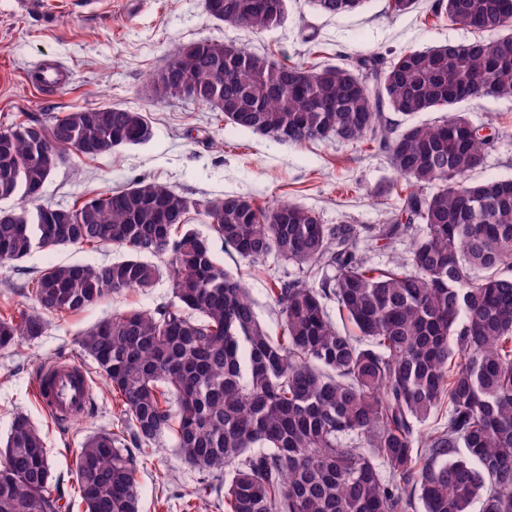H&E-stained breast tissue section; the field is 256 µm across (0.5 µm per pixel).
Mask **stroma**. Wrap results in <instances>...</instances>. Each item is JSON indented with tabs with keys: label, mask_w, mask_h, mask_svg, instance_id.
Returning <instances> with one entry per match:
<instances>
[{
	"label": "stroma",
	"mask_w": 512,
	"mask_h": 512,
	"mask_svg": "<svg viewBox=\"0 0 512 512\" xmlns=\"http://www.w3.org/2000/svg\"><path fill=\"white\" fill-rule=\"evenodd\" d=\"M432 0L394 16L386 0H368L353 14L318 12L310 0H287L281 26L265 31L233 28L210 17L203 0H0V124L42 119L75 107L112 104L137 109L153 127L152 139L119 147L95 159L70 154L45 186L43 202L69 206L145 177L194 200L228 195L253 198L262 207L292 202L313 209L326 224L376 225L398 202L387 155L369 141L284 144L228 125L221 113L192 101L158 102L148 92L150 74L169 60L178 43L219 39L273 56L285 65L354 62L377 55L390 63L408 49L448 43L492 42L493 34L433 15ZM45 59L70 70L68 84L43 94L27 77ZM468 118L499 134L474 179L512 176V98H485L465 105ZM214 253L246 285L259 322L270 336L281 332L261 264L242 260L221 241ZM121 249H38L0 271V311L25 306L19 286L53 265L100 264L123 257ZM168 278L149 291L112 296L76 315H50L44 336L18 349L0 350V438L15 415L41 431L60 480L62 512H83L74 476L84 439L102 428L120 432L122 421L104 379L81 355V331L113 314L154 309L170 301ZM70 360L89 372L92 402L79 422L54 423L42 406L37 377L43 367ZM140 512H224V479L181 462L171 437L135 453ZM211 484L212 494L201 491Z\"/></svg>",
	"instance_id": "stroma-1"
}]
</instances>
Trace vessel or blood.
<instances>
[{
	"label": "vessel or blood",
	"mask_w": 512,
	"mask_h": 512,
	"mask_svg": "<svg viewBox=\"0 0 512 512\" xmlns=\"http://www.w3.org/2000/svg\"><path fill=\"white\" fill-rule=\"evenodd\" d=\"M69 71L60 63L48 60L33 72L32 83L41 91H56L67 85ZM92 384L79 366L57 367L42 374L38 385L39 398L53 420L62 421L76 409L86 408L90 401Z\"/></svg>",
	"instance_id": "1"
}]
</instances>
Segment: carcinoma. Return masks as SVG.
<instances>
[{
    "instance_id": "1",
    "label": "carcinoma",
    "mask_w": 512,
    "mask_h": 512,
    "mask_svg": "<svg viewBox=\"0 0 512 512\" xmlns=\"http://www.w3.org/2000/svg\"><path fill=\"white\" fill-rule=\"evenodd\" d=\"M326 14L366 0H312ZM286 0H219L231 27H278ZM435 14L495 41L405 50L386 67L286 66L231 42L177 45L149 77L158 100L192 98L237 130L276 141L356 142L387 151L405 181L366 239L295 203L192 200L156 181L71 206L27 204L69 153L97 158L153 137L142 112L81 107L0 128V268L34 249L116 246L105 264L48 267L29 304L0 317V349L43 336L47 315L78 313L167 269L173 300L127 311L77 346L105 378L135 447L171 434L178 457L224 475V512H512V177L471 180L488 136L462 104L512 98V0H435ZM446 110L441 121L414 120ZM400 116L393 122L386 113ZM209 225L197 232L188 215ZM240 258L273 257L311 284L268 269L282 334L268 335L244 283L211 239ZM410 241L377 266L368 240ZM351 325L341 330L328 303ZM84 512H140L134 457L101 430L74 461ZM38 428L13 418L0 440V512H61Z\"/></svg>"
}]
</instances>
